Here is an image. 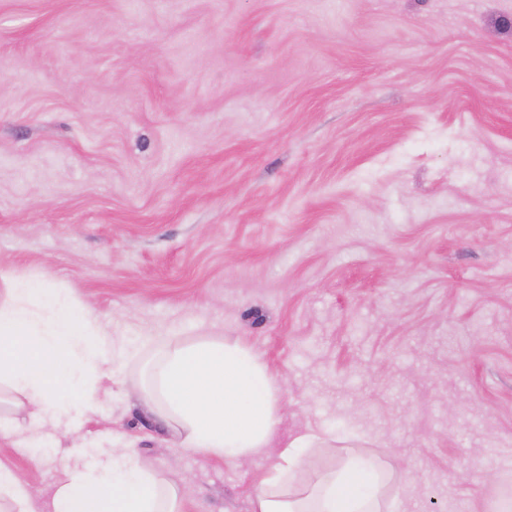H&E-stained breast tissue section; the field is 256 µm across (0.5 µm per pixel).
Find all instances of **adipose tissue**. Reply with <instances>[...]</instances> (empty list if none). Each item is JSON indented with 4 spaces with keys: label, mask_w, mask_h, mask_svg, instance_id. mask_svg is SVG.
<instances>
[{
    "label": "adipose tissue",
    "mask_w": 512,
    "mask_h": 512,
    "mask_svg": "<svg viewBox=\"0 0 512 512\" xmlns=\"http://www.w3.org/2000/svg\"><path fill=\"white\" fill-rule=\"evenodd\" d=\"M0 300V405L22 409L31 428L69 433L80 415L101 406L97 382L123 363L97 342L91 309L25 276L7 280ZM149 379L144 405L177 447L238 464L275 454L252 496V512H381L385 474L353 457L303 486L291 479L300 451L321 443L315 432L279 443L280 385L260 353L240 340L146 336ZM177 483L149 470L129 449L91 465L67 467L46 512H181Z\"/></svg>",
    "instance_id": "1"
}]
</instances>
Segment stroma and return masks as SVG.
<instances>
[{"label":"stroma","instance_id":"1","mask_svg":"<svg viewBox=\"0 0 512 512\" xmlns=\"http://www.w3.org/2000/svg\"><path fill=\"white\" fill-rule=\"evenodd\" d=\"M0 269L130 358L74 435L0 463L34 512L115 448L183 512H251L270 457L174 447L145 335L232 337L383 512L512 503V0H0Z\"/></svg>","mask_w":512,"mask_h":512}]
</instances>
